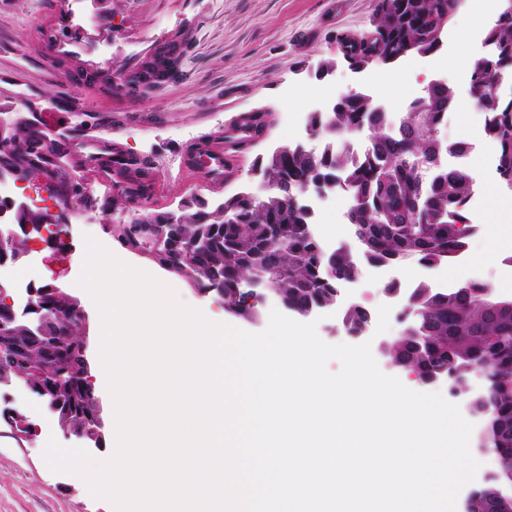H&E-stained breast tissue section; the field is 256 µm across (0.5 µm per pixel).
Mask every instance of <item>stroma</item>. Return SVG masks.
I'll use <instances>...</instances> for the list:
<instances>
[{
    "mask_svg": "<svg viewBox=\"0 0 512 512\" xmlns=\"http://www.w3.org/2000/svg\"><path fill=\"white\" fill-rule=\"evenodd\" d=\"M64 2L0 0V46L13 50L6 60L13 78L0 82V120L28 121L46 101L60 96L66 97L76 121H83L89 111L102 113L105 122L97 137L118 142L126 155L144 162L148 197L134 206L95 182L91 188L97 206H56L37 181L6 178L0 185L8 187V201L39 200L66 224L69 248L64 259L44 248L18 262L17 268L30 272L35 284L53 283L73 292L86 313L87 338L96 334L98 311L75 285L85 235L112 250L121 247L120 232L135 218L173 212L186 203L212 204L244 188L266 195L268 188L256 172L258 160L294 142L293 129L298 120L309 118L313 99L334 101L361 88L397 118L436 79L454 88L460 104L440 126V137L472 145L466 160L475 182L469 218L477 230L467 240L465 256L431 269L418 268L415 276L403 279L402 288L410 292L424 282L441 289L475 279L497 283L502 295L512 296V262L475 269L467 261L492 236L512 235V223L494 224L488 218L492 203L487 190L496 189L500 201L512 209V189L499 179L493 151L473 137L484 116L471 107L469 94L471 71L486 51L485 31L500 13L501 0H470L460 27L444 34L437 51L374 64L359 74L339 63L337 39L371 31L376 0H85V8L76 11L77 21L93 34L99 19H106L112 39L97 57L81 55L62 66L53 62L48 38L50 20ZM171 45L178 56L177 72L149 88L125 87L126 78L152 49ZM328 61L335 67L325 76L320 67ZM97 68L109 71L110 84L87 79V71ZM250 113L268 114L269 124L234 152L231 174L223 184H211L203 169H186V159L200 144L216 139ZM393 276V270L381 268L345 286L347 296L376 314L367 334L374 343L402 331L395 301L383 291ZM163 277L186 304L221 315L227 324L249 332L268 325L269 307H262L253 319L235 317L225 313L215 293L201 292L170 271ZM7 408L21 409L38 432L21 440L0 423V512H113L81 479L48 468L43 459L48 439L65 447L80 446L81 441L60 427L40 398L20 385L2 386L0 411Z\"/></svg>",
    "mask_w": 512,
    "mask_h": 512,
    "instance_id": "1",
    "label": "stroma"
}]
</instances>
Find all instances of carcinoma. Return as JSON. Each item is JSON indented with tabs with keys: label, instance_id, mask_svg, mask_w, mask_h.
<instances>
[{
	"label": "carcinoma",
	"instance_id": "cac0c4a2",
	"mask_svg": "<svg viewBox=\"0 0 512 512\" xmlns=\"http://www.w3.org/2000/svg\"><path fill=\"white\" fill-rule=\"evenodd\" d=\"M456 0H377L373 30L359 38H337L342 58L350 67L396 62L411 53H429L440 46L433 35L453 21ZM490 52L475 64L469 81L478 88L477 107L484 114L483 135L497 147L496 170L512 183V93L500 91L503 74L512 72V14L501 13L486 33ZM178 57L158 56L146 70L170 75ZM455 104L453 88L433 87L417 98L398 127L377 109L369 95L347 94L336 102L327 119L310 118L311 130L331 137L316 154L298 143L280 155L260 162L274 192L263 202L235 193L224 207L236 216L225 224L217 209L187 205L184 222L173 227L177 239L204 238L209 250L187 261L173 254L150 251L163 268L177 273L198 289L222 290L224 309L237 314L243 302L238 289L254 277H270L288 309L304 313L332 305L340 286L358 276L361 261L434 267L460 256L473 225L465 215L473 181L462 167L438 166L423 178L413 165L420 158L443 154L463 157L464 141L444 142L440 124ZM368 132L370 146L363 154L339 142L353 133ZM51 162L36 152L19 155L3 172L18 179ZM305 185L320 190L341 187L349 194V223L360 254L346 247L326 252L305 228L309 212L282 186ZM277 224L282 240L268 242L263 226ZM42 303L68 308L76 298L45 291ZM488 288L477 282L435 291L421 284L411 308L419 321L416 332L404 331L390 347L392 361L420 377H447L448 393L462 387L478 369L487 385L481 408L490 422V447L502 464L512 468V306L490 307ZM345 325L360 333L369 326L370 312L355 306L345 310ZM21 348L15 360L0 362V386L27 380L37 389L52 387L60 401L59 421L89 444L103 437L102 409L88 382L83 327L64 319L50 321L34 335L17 328L0 335V349ZM474 512H497L484 489L474 494Z\"/></svg>",
	"mask_w": 512,
	"mask_h": 512
}]
</instances>
